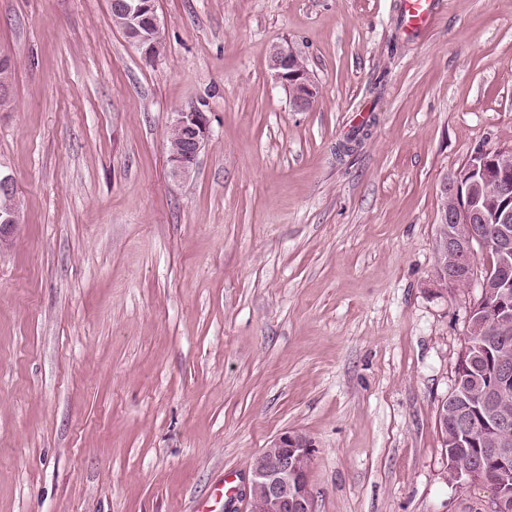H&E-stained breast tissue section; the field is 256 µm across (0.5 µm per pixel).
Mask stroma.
<instances>
[{"instance_id": "1", "label": "stroma", "mask_w": 512, "mask_h": 512, "mask_svg": "<svg viewBox=\"0 0 512 512\" xmlns=\"http://www.w3.org/2000/svg\"><path fill=\"white\" fill-rule=\"evenodd\" d=\"M145 60L110 0H0L17 70L0 170V512H247L253 457L315 448L314 512H486L438 408L474 288L436 275L440 186L512 147V0H156ZM302 55L293 111L269 68ZM212 137L170 176L174 112ZM355 152L336 147L360 125ZM435 0H402V12L411 32L427 31L434 19ZM299 54L292 48L281 49L270 59V68L274 72L275 79L284 87L293 88V96L290 97L292 107L296 112H305L315 103L318 90L309 71L299 60Z\"/></svg>"}]
</instances>
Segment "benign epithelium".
<instances>
[{
  "instance_id": "1",
  "label": "benign epithelium",
  "mask_w": 512,
  "mask_h": 512,
  "mask_svg": "<svg viewBox=\"0 0 512 512\" xmlns=\"http://www.w3.org/2000/svg\"><path fill=\"white\" fill-rule=\"evenodd\" d=\"M112 6L128 18L135 33L134 45L143 58L153 60L162 48L143 35L141 26L159 31L160 20L155 0H113ZM275 79L293 89L290 97L297 112L309 110L315 103L318 90L309 71L302 65L298 53L291 48L280 50L270 59ZM171 126L182 135L183 149L171 157L172 178L183 179L191 173L202 149L212 136L210 119L206 112L190 107L174 113ZM442 238L437 264V277L450 287L462 283L477 284L479 300L494 315L496 321L512 320V148L495 151L478 150L468 165L446 179L441 187ZM500 224L502 228L496 243L501 257V274L491 279L482 274L475 246L486 244L484 225ZM19 224L12 216H0V250L9 248L17 235ZM512 369L499 364L498 378L493 391L502 400L489 403L491 420L495 425L494 448L485 464L476 461L468 469L451 461L448 479L458 483L480 481L491 491L487 512H512V492L505 486L504 475L512 468V441L507 437L509 418L503 398L509 392ZM455 440H474L483 435L482 427L472 422L464 409L453 411ZM275 451L259 455L251 466V483L265 488V497L248 505V512H313V496L308 483L314 448L311 442L294 431L285 430L271 441Z\"/></svg>"
}]
</instances>
